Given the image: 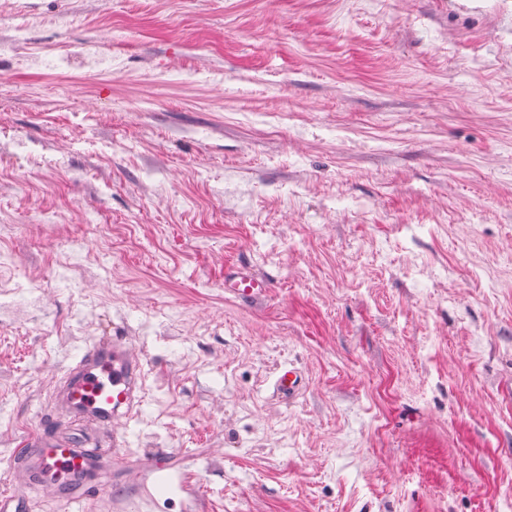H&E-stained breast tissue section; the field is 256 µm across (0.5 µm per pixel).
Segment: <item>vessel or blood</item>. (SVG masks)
I'll use <instances>...</instances> for the list:
<instances>
[{"label": "vessel or blood", "instance_id": "obj_1", "mask_svg": "<svg viewBox=\"0 0 512 512\" xmlns=\"http://www.w3.org/2000/svg\"><path fill=\"white\" fill-rule=\"evenodd\" d=\"M267 281L249 268L224 269V291L242 302L264 296ZM302 385L295 366L281 369L274 392L294 398ZM144 364L127 337L109 336L87 346L67 367L54 392L51 407L67 415L77 426L111 430L128 421L142 400ZM111 469L107 448L82 436H58L39 431L26 438L17 461L0 471V512H31V492L48 493L59 512H72L74 505L90 507L106 487Z\"/></svg>", "mask_w": 512, "mask_h": 512}]
</instances>
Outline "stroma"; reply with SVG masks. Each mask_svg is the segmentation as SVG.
<instances>
[{
    "instance_id": "obj_1",
    "label": "stroma",
    "mask_w": 512,
    "mask_h": 512,
    "mask_svg": "<svg viewBox=\"0 0 512 512\" xmlns=\"http://www.w3.org/2000/svg\"><path fill=\"white\" fill-rule=\"evenodd\" d=\"M0 255V464L145 363L93 512H512V0H0ZM270 283L256 277L249 268L236 265L224 269V292L241 302H251L264 296ZM144 364L126 336L98 339L67 367L51 408L80 427L112 430L142 400ZM301 385L302 376L299 370L293 365H288L277 373L273 390L278 396L289 400L298 394Z\"/></svg>"
}]
</instances>
